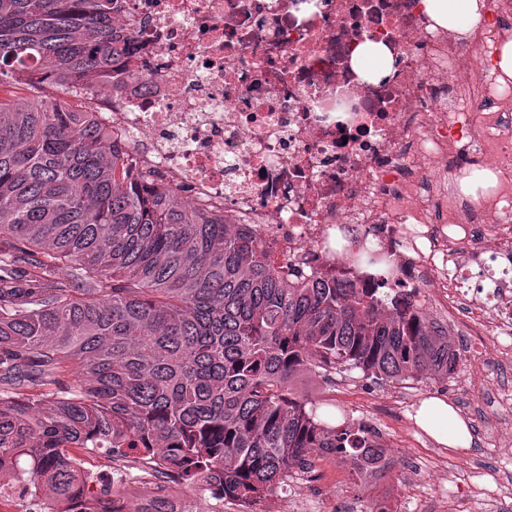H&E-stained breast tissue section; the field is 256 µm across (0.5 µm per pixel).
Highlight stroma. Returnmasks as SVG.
<instances>
[{"label": "stroma", "mask_w": 512, "mask_h": 512, "mask_svg": "<svg viewBox=\"0 0 512 512\" xmlns=\"http://www.w3.org/2000/svg\"><path fill=\"white\" fill-rule=\"evenodd\" d=\"M508 383L512 368L498 371L466 357L451 378L403 384L377 381L358 369L333 379L300 372L298 393L335 401L351 419L374 427L397 466L379 483L366 484L337 461H318L313 473L296 476L276 496L273 512H362L379 498L386 499L390 512H446L452 484L467 512H490L484 486L474 474L491 473L512 485V411L501 410L492 398L495 388ZM429 397L443 398L460 412L470 427L469 447L439 445L416 426L414 415ZM489 429L496 439L491 446L485 442Z\"/></svg>", "instance_id": "obj_1"}]
</instances>
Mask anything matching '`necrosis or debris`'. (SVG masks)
<instances>
[{"label": "necrosis or debris", "instance_id": "obj_1", "mask_svg": "<svg viewBox=\"0 0 512 512\" xmlns=\"http://www.w3.org/2000/svg\"><path fill=\"white\" fill-rule=\"evenodd\" d=\"M121 28L134 66L93 106L133 166L250 225L275 263L447 299L512 359V82L494 64L512 0H484L464 41L422 0H128ZM476 170L494 181L465 192Z\"/></svg>", "mask_w": 512, "mask_h": 512}]
</instances>
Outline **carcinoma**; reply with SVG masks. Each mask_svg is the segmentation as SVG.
<instances>
[{"instance_id":"cac0c4a2","label":"carcinoma","mask_w":512,"mask_h":512,"mask_svg":"<svg viewBox=\"0 0 512 512\" xmlns=\"http://www.w3.org/2000/svg\"><path fill=\"white\" fill-rule=\"evenodd\" d=\"M123 3L0 0V87L32 91L0 93V467L50 512H174L169 483L269 512L321 459L392 471L372 429L293 379H449L448 329L412 291L277 267L249 225L146 189L89 105L131 54ZM77 448L140 464L156 490L124 503Z\"/></svg>"}]
</instances>
